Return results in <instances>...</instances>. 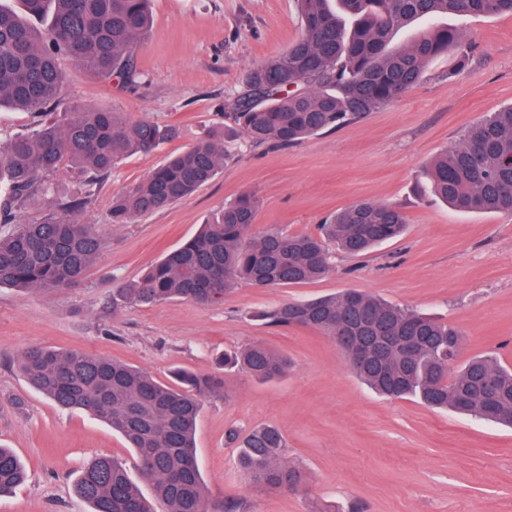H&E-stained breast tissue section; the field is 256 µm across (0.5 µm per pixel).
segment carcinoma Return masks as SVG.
<instances>
[{"label": "carcinoma", "mask_w": 512, "mask_h": 512, "mask_svg": "<svg viewBox=\"0 0 512 512\" xmlns=\"http://www.w3.org/2000/svg\"><path fill=\"white\" fill-rule=\"evenodd\" d=\"M22 2L44 27L34 28L0 5V106L42 120L30 134L10 139L0 156V177L7 176L9 185L0 201V286L50 293L78 283L106 247L80 218L99 179L178 131L133 123L108 108L77 105L56 117L47 113L59 99L64 57L103 82L115 76L129 87L140 83L136 50L149 28L150 0ZM329 2L295 0L302 34L248 72L245 92L226 113L233 135L281 146L339 129L413 88L434 58L451 52L456 63L469 61L474 42L441 19L512 14V0H336V10ZM418 19L428 20V29L395 43L397 32ZM223 158L224 130L199 138L114 198L112 223L133 224L190 197L216 176ZM59 171L79 179L68 197L58 196L53 175ZM427 177L432 195L459 211L512 214V105L487 114L439 153ZM35 202L44 211L39 219L16 220ZM258 207L251 193L225 204L140 281L112 289V310L171 299L210 306L240 280L260 288L313 282L332 270L329 245L363 256L401 237L408 225L395 205L355 202L327 216L315 236L272 227L255 237ZM257 317L269 325L309 326L332 340L340 325L338 348L376 394L512 427V368L487 353L448 375L463 335L435 318L358 292L291 301ZM357 342L369 352L364 362L355 357ZM218 365L270 380L286 372L288 359L251 345L224 355ZM20 366L31 386L58 407L85 410L119 433L160 505L156 509L144 498L125 464L102 456L84 467L75 484L91 512H208L194 436L201 397L219 386L216 378L175 371L166 384L102 355L41 346L23 352ZM229 438L239 441L238 465L251 484L295 488L307 481V472L286 460L278 428ZM26 479L20 458L0 447V496Z\"/></svg>", "instance_id": "1"}]
</instances>
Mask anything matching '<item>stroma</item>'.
Masks as SVG:
<instances>
[{"instance_id":"obj_1","label":"stroma","mask_w":512,"mask_h":512,"mask_svg":"<svg viewBox=\"0 0 512 512\" xmlns=\"http://www.w3.org/2000/svg\"><path fill=\"white\" fill-rule=\"evenodd\" d=\"M137 53L141 84L106 83L63 66L65 100L111 108L132 121L177 127L178 136L103 177L83 219L107 243L84 280L57 293L0 287V444L25 461L29 479L0 498V512H87L74 492L100 456L131 461L123 438L87 413L56 406L19 367L33 346L105 355L166 383L176 370L206 375L224 352L260 344L289 361L259 381L236 371L202 399L197 461L208 499L239 512H512V428L376 395L328 337L274 327L255 310L349 290L430 314L464 335L460 359L498 353L512 365V216L453 210L429 192L425 168L490 112L512 104V14L456 17L476 43L464 66L430 62L423 80L382 109L286 147L224 140L216 177L191 197L115 224L114 195L212 129L245 75L301 33L293 0H152ZM244 192L260 200L254 231L313 233L356 202L389 203L408 217L399 240L360 257L334 253L324 278L284 288L235 284L222 303L187 300L112 310L117 282L139 279L166 252ZM277 426L290 462L310 479L295 491L255 489L236 465L229 430Z\"/></svg>"}]
</instances>
